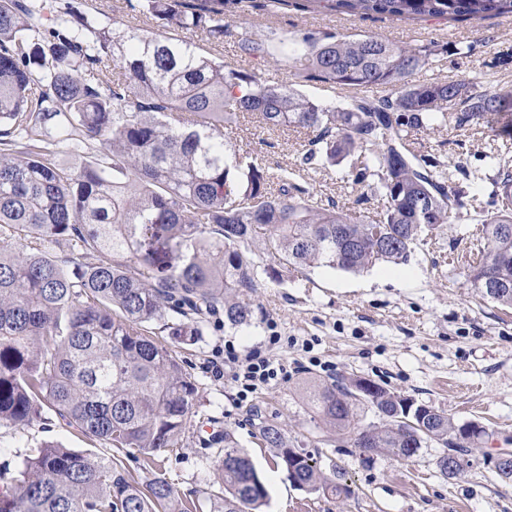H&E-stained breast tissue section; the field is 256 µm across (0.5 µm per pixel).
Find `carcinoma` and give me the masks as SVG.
Listing matches in <instances>:
<instances>
[{"label": "carcinoma", "mask_w": 512, "mask_h": 512, "mask_svg": "<svg viewBox=\"0 0 512 512\" xmlns=\"http://www.w3.org/2000/svg\"><path fill=\"white\" fill-rule=\"evenodd\" d=\"M247 0H124L164 31L103 23L69 0H0V424L27 427L51 412L119 453L149 458L174 448L191 417L195 386L173 354L211 320L251 324L249 244L275 243L283 268L357 272L408 260L422 236L449 223L464 193L445 165L420 159L413 132L482 125L512 112V88L478 90L467 79L412 76L432 68L438 45L369 35L298 31L235 37ZM288 6L290 0H269ZM329 14L477 22L512 16V0H296ZM212 45L236 38L263 62L244 73L180 37ZM356 96L325 104L263 68ZM248 115L262 129L308 136L296 168L275 172L224 140ZM83 159L75 168L59 154ZM350 162L352 183L382 201L372 216L323 204L296 171ZM481 246L468 263L474 292L512 307V170L498 165ZM111 259L106 260L104 256ZM160 325V332L151 330ZM160 334L164 339L154 338ZM304 405L354 447L407 461L436 442L477 451L468 432L432 406L406 414L408 398L379 384L308 379ZM370 409L380 425H359ZM259 435L311 492L348 494L281 427ZM254 467L224 432L215 512H259L268 494L249 485ZM0 512H188L164 478L134 477L113 456L46 443L0 487Z\"/></svg>", "instance_id": "1"}]
</instances>
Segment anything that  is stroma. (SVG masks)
I'll list each match as a JSON object with an SVG mask.
<instances>
[{"instance_id": "35a3bbf8", "label": "stroma", "mask_w": 512, "mask_h": 512, "mask_svg": "<svg viewBox=\"0 0 512 512\" xmlns=\"http://www.w3.org/2000/svg\"><path fill=\"white\" fill-rule=\"evenodd\" d=\"M345 34H378L411 44L438 42L449 50L490 34V42L466 58L443 59L418 72L417 80L451 77L474 80L481 88L512 87V18L474 23L448 20L360 19L296 9L262 8L237 14L234 29L261 37L287 36L320 26ZM504 119L493 116L473 129L445 126L418 133L416 154L437 157L448 179L467 195L490 201L497 165L487 154L503 135ZM224 138L241 154L266 167L293 168L308 147L307 136L287 130H261L248 120L225 126ZM348 164L305 171L304 179L323 201L354 205L360 190L347 181ZM481 171L468 180L463 170ZM479 224L469 208H456L449 224L421 242L407 263L380 264L361 273L329 267L285 272L269 278L273 245L256 242V286L250 325L204 326L192 344L175 346L197 388L193 413L177 448L124 459L142 479L171 482L193 512H213L219 491L217 437L232 433L268 490L261 512H512V481L497 478L490 462L512 453V308L467 288L464 270L479 245ZM262 350L286 365L288 380H275L241 395L231 377L212 374V362L227 350ZM368 378L419 404L445 412L456 424L487 430L480 450L455 477L441 474L444 453L433 443L408 461L354 448L351 437H337L312 419L301 402L303 379ZM276 422L289 444L310 450L322 471L340 468L350 488L336 498L291 483L273 449L256 436L254 412ZM52 442L101 457L113 450L54 419L27 427L0 425V480L10 481L26 455Z\"/></svg>"}]
</instances>
